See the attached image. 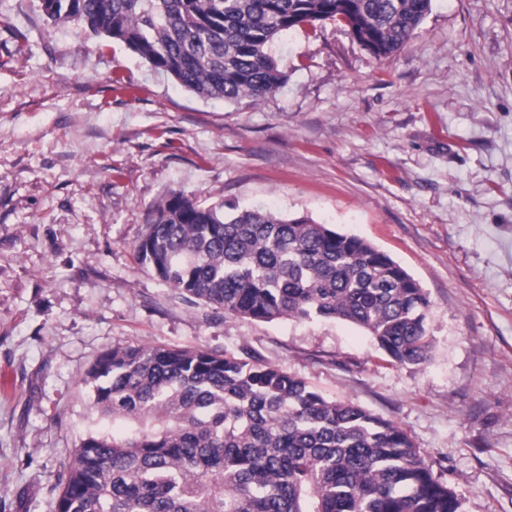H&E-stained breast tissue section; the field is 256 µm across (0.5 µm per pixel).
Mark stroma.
Masks as SVG:
<instances>
[{"mask_svg":"<svg viewBox=\"0 0 512 512\" xmlns=\"http://www.w3.org/2000/svg\"><path fill=\"white\" fill-rule=\"evenodd\" d=\"M270 52L277 93L206 100L0 0V512H53L81 439L125 433L83 377L128 344L255 354L401 426L463 512H512V0H432L382 60L330 21ZM174 192L369 240L429 294L430 362L181 300L134 255Z\"/></svg>","mask_w":512,"mask_h":512,"instance_id":"35a3bbf8","label":"stroma"}]
</instances>
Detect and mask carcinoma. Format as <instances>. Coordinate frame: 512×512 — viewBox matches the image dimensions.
I'll return each mask as SVG.
<instances>
[{
	"mask_svg": "<svg viewBox=\"0 0 512 512\" xmlns=\"http://www.w3.org/2000/svg\"><path fill=\"white\" fill-rule=\"evenodd\" d=\"M432 0H40L45 16L118 41L204 99L259 102L284 75L269 46L320 21L381 60ZM136 259L185 301L271 322L335 319L389 361L431 358V300L389 254L301 216L224 211L176 192ZM94 404L128 425L89 434L54 512H463L407 432L245 353L114 346L85 373Z\"/></svg>",
	"mask_w": 512,
	"mask_h": 512,
	"instance_id": "carcinoma-1",
	"label": "carcinoma"
}]
</instances>
